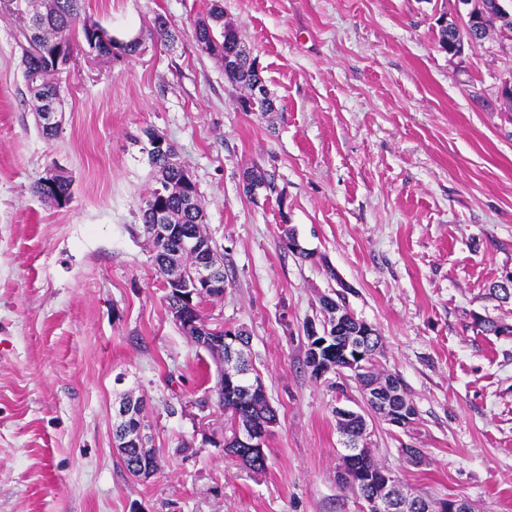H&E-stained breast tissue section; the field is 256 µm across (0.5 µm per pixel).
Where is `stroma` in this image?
<instances>
[{"instance_id": "obj_1", "label": "stroma", "mask_w": 512, "mask_h": 512, "mask_svg": "<svg viewBox=\"0 0 512 512\" xmlns=\"http://www.w3.org/2000/svg\"><path fill=\"white\" fill-rule=\"evenodd\" d=\"M210 3L85 0L83 18L143 50L75 48L47 139L20 64L43 0H0V512H358L336 480L335 410L362 395L305 365L304 326L341 284L417 410L406 431L373 421L375 458L431 499L512 512V336L472 329L477 314L512 325V301L488 293L512 272V33L451 57L438 20L457 0H221L276 102L246 112L194 46ZM159 15L177 42L149 37ZM150 131L192 172L224 256L203 315L248 331L278 412L260 474L216 444V365L171 315L141 231ZM249 168L273 190L247 195ZM58 170L62 207L33 191ZM127 393L146 403L147 480L114 449Z\"/></svg>"}]
</instances>
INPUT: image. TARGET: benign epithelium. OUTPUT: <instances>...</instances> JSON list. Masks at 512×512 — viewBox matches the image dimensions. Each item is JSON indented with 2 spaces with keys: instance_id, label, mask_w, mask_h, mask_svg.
Wrapping results in <instances>:
<instances>
[{
  "instance_id": "obj_1",
  "label": "benign epithelium",
  "mask_w": 512,
  "mask_h": 512,
  "mask_svg": "<svg viewBox=\"0 0 512 512\" xmlns=\"http://www.w3.org/2000/svg\"><path fill=\"white\" fill-rule=\"evenodd\" d=\"M145 207L153 209L157 223L151 225V235L160 240L178 236L182 243L200 254V261L197 271L193 275V282L189 283L179 274L175 273L168 278L166 286L181 292L184 303L193 305L195 290L203 291L207 288L224 287V263L223 255L216 252L198 239L191 236V233L182 226H175L167 223L166 212L161 210L153 202H145ZM176 322L185 334L201 333L199 324L189 316L188 309L181 308L174 311ZM368 327L365 324L362 329L354 330L347 337L346 346L342 348L344 368L351 374H358L366 369L367 356L363 349L366 344ZM345 328V317L342 313H336V326L331 327L316 322H309L307 325V339L315 358H320L319 350L329 343L328 336H337L340 330ZM224 345V367L226 368L228 381L233 385L241 386L243 394L250 397H259L266 394L265 386L259 372L249 367L247 356V344L240 337L231 333L219 339ZM366 403H374L381 406L379 414L390 425L401 428H410L416 418L414 407L410 405L403 394L401 385L388 383L384 389L370 395L365 394ZM336 418L340 424L354 423L360 426L362 434H367V423L361 417V413L348 408L336 409ZM272 423L265 422L258 424L254 421L236 420L234 450L244 457H252L256 454H264V443L268 437V430ZM115 451L119 454L126 453L129 449L135 448L139 454V463L136 475L140 478L151 475L150 456L152 451L149 448L141 447L144 443L145 424L138 415V403H122L116 411ZM366 440L347 439L344 441V448L339 454L338 476L344 477L345 470L351 463V456L356 454ZM365 484L369 493L363 498L364 512H412L418 507L413 502L410 491L400 486L390 475L375 481L371 476H365ZM429 512H468L467 500L462 497L444 498L432 504Z\"/></svg>"
}]
</instances>
